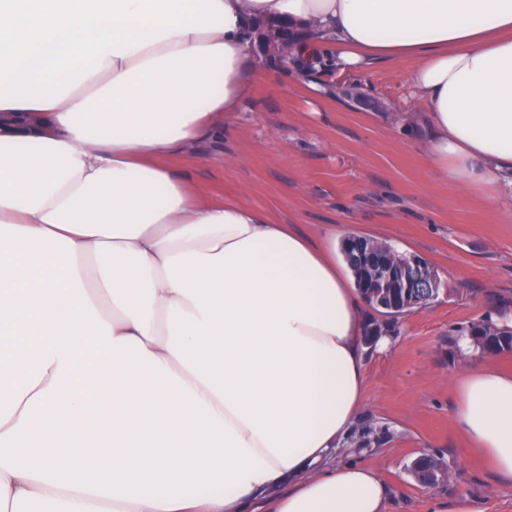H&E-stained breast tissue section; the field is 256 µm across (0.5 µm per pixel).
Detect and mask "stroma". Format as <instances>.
Listing matches in <instances>:
<instances>
[{
  "label": "stroma",
  "instance_id": "1",
  "mask_svg": "<svg viewBox=\"0 0 512 512\" xmlns=\"http://www.w3.org/2000/svg\"><path fill=\"white\" fill-rule=\"evenodd\" d=\"M250 65L258 76L226 118L222 141L172 167L199 196L263 210L313 241L337 245L354 231L428 261L442 282L438 298L399 316L390 348L366 361L358 419L388 436L343 458L379 471L385 512H457L461 503L512 512V483L498 479L456 419L470 362L456 349L459 328L512 314V206L436 178L407 84L411 62L362 74L301 73L257 55ZM425 452L444 458L447 484L415 482L409 467Z\"/></svg>",
  "mask_w": 512,
  "mask_h": 512
}]
</instances>
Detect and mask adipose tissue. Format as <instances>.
<instances>
[{"label": "adipose tissue", "mask_w": 512, "mask_h": 512, "mask_svg": "<svg viewBox=\"0 0 512 512\" xmlns=\"http://www.w3.org/2000/svg\"><path fill=\"white\" fill-rule=\"evenodd\" d=\"M276 21L343 73L415 60L435 173L512 197V0H0V512H384L336 459L353 278L170 165L222 137ZM459 347L457 420L512 481V374Z\"/></svg>", "instance_id": "1"}]
</instances>
